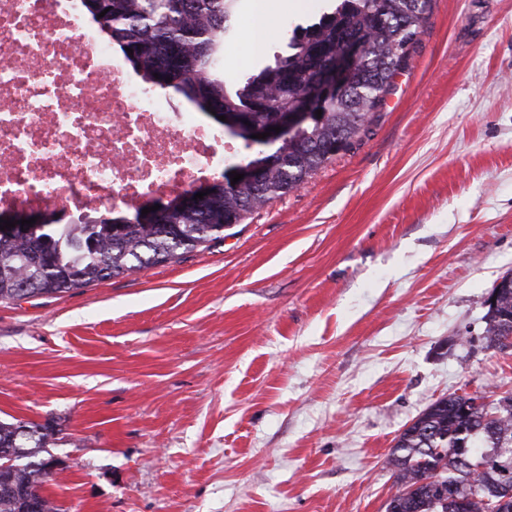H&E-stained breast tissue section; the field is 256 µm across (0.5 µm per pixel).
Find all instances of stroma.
Here are the masks:
<instances>
[{"label":"stroma","mask_w":512,"mask_h":512,"mask_svg":"<svg viewBox=\"0 0 512 512\" xmlns=\"http://www.w3.org/2000/svg\"><path fill=\"white\" fill-rule=\"evenodd\" d=\"M273 64L329 0H275ZM512 273V0H432L351 146L223 240L0 302V419L50 425L61 512H386L395 438L512 393L485 298Z\"/></svg>","instance_id":"1"}]
</instances>
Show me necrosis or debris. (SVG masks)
<instances>
[{"mask_svg": "<svg viewBox=\"0 0 512 512\" xmlns=\"http://www.w3.org/2000/svg\"><path fill=\"white\" fill-rule=\"evenodd\" d=\"M232 153L146 90L76 0H0V209H134Z\"/></svg>", "mask_w": 512, "mask_h": 512, "instance_id": "4bbe7bcc", "label": "necrosis or debris"}]
</instances>
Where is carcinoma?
I'll return each instance as SVG.
<instances>
[{
    "mask_svg": "<svg viewBox=\"0 0 512 512\" xmlns=\"http://www.w3.org/2000/svg\"><path fill=\"white\" fill-rule=\"evenodd\" d=\"M431 0H336L318 21L295 27L288 53L257 74L236 78L218 60L231 44L232 21L245 0H81L112 47L143 82L180 93L194 112L236 129L251 148V131L288 118L344 38L364 45L353 84L330 102L314 101L321 118L273 152L257 150L247 163L263 164L260 186L215 187L197 208L168 210L158 224L88 216L46 226L15 241H0V301L60 295L95 282L167 263L199 246L221 240L273 201L294 191L336 154L349 147L378 111L396 73L405 69L423 32ZM133 54H128V50ZM495 305L484 316L487 347L512 337V273L495 285ZM48 427L0 422V512H30V489L43 487ZM388 464L397 493L387 512H492L503 485H512V395L487 406L476 394L452 393L431 403L395 438Z\"/></svg>",
    "mask_w": 512,
    "mask_h": 512,
    "instance_id": "1",
    "label": "carcinoma"
}]
</instances>
